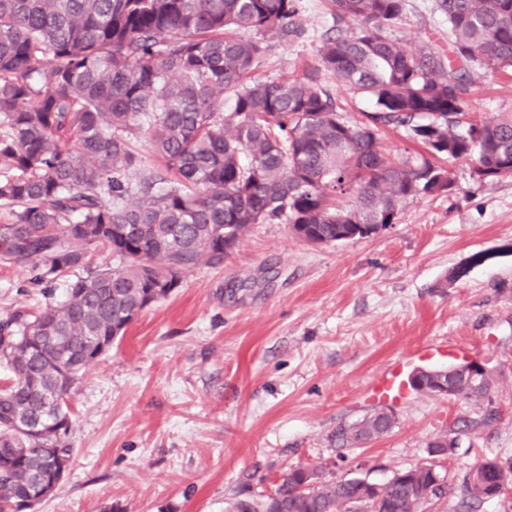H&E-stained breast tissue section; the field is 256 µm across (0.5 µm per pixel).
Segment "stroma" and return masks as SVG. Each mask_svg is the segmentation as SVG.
I'll use <instances>...</instances> for the list:
<instances>
[{
  "label": "stroma",
  "mask_w": 512,
  "mask_h": 512,
  "mask_svg": "<svg viewBox=\"0 0 512 512\" xmlns=\"http://www.w3.org/2000/svg\"><path fill=\"white\" fill-rule=\"evenodd\" d=\"M305 32L267 36L258 78L318 65L330 0H301ZM393 38L419 54L448 49L436 0H407ZM512 113V74L477 71L468 117ZM452 193L404 201L395 224L366 238L313 245L286 224H258L223 264L197 266L136 318L73 389L70 468L34 512H228L266 493L296 465L332 463L333 476L386 482L434 464L455 512L466 473L484 457L512 462V176L481 180L449 162ZM477 252L485 263L453 283ZM26 261L0 262V319L59 304L66 278L33 282ZM433 356H423L426 346ZM463 361L490 372L480 400L409 391L371 397L375 376ZM495 410L459 435L453 455L429 443L461 416ZM384 411L383 437L338 455L341 425Z\"/></svg>",
  "instance_id": "obj_1"
}]
</instances>
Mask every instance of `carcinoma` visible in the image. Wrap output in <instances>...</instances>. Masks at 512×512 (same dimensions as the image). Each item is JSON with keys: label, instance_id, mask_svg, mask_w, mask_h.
Returning <instances> with one entry per match:
<instances>
[{"label": "carcinoma", "instance_id": "cac0c4a2", "mask_svg": "<svg viewBox=\"0 0 512 512\" xmlns=\"http://www.w3.org/2000/svg\"><path fill=\"white\" fill-rule=\"evenodd\" d=\"M404 6L332 0L336 34L318 68L257 79L265 35L300 33V0H0V261L32 263L40 282L86 272L62 303L0 321L13 377L0 389V448L20 451L0 472L1 508L11 512L37 476V449L72 454L71 390L184 270L222 263L256 224H289L310 244L368 237L403 201L449 193L450 161L502 176L512 114L465 115L472 71L512 70V0H437L452 50L418 56L385 34ZM323 72L371 102L361 120L343 118ZM388 128L424 153L389 161ZM101 247L117 264L92 270ZM489 389L486 375L457 394ZM488 420L459 418L433 444ZM391 427L376 412L333 438L353 448ZM432 469L398 471L364 499L342 477L301 488L297 465L274 494L230 512H425L450 492ZM464 494L467 512L495 498L468 478Z\"/></svg>", "mask_w": 512, "mask_h": 512}]
</instances>
